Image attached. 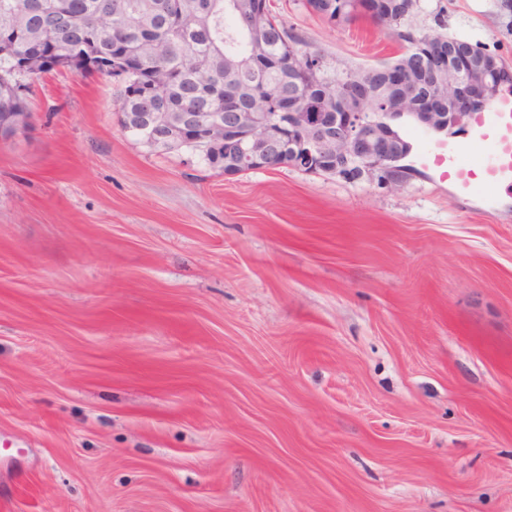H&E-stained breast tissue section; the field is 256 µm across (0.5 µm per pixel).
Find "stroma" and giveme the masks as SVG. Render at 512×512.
<instances>
[{
  "label": "stroma",
  "instance_id": "1",
  "mask_svg": "<svg viewBox=\"0 0 512 512\" xmlns=\"http://www.w3.org/2000/svg\"><path fill=\"white\" fill-rule=\"evenodd\" d=\"M340 61L387 30L273 0ZM501 0L417 27L512 70ZM112 79L33 85L0 140V442L9 512H512V203L438 170L401 188L226 176L117 123Z\"/></svg>",
  "mask_w": 512,
  "mask_h": 512
}]
</instances>
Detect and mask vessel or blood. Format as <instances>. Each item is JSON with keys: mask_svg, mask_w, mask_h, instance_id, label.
<instances>
[{"mask_svg": "<svg viewBox=\"0 0 512 512\" xmlns=\"http://www.w3.org/2000/svg\"><path fill=\"white\" fill-rule=\"evenodd\" d=\"M416 142L421 159L445 167L460 196L487 188L484 202L495 209L497 189L512 187V85L502 88L486 111L475 113L465 135L449 136L438 150L426 134H419Z\"/></svg>", "mask_w": 512, "mask_h": 512, "instance_id": "1", "label": "vessel or blood"}]
</instances>
